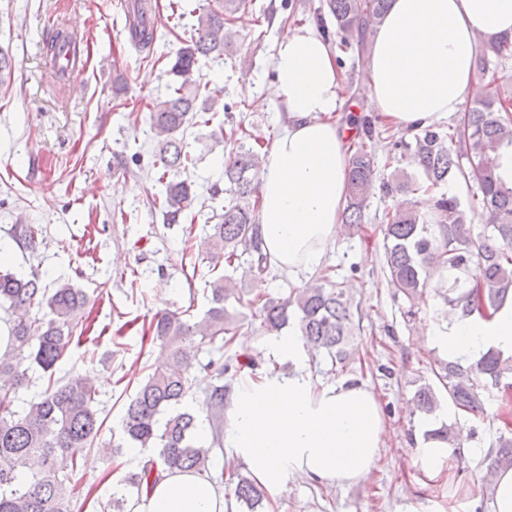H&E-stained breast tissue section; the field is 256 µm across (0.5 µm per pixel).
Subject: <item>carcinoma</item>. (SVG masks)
Returning <instances> with one entry per match:
<instances>
[{
    "mask_svg": "<svg viewBox=\"0 0 512 512\" xmlns=\"http://www.w3.org/2000/svg\"><path fill=\"white\" fill-rule=\"evenodd\" d=\"M390 0H324L325 11L316 16L317 26L326 39L331 37L327 19L335 21L340 34L339 47L364 45L369 29L380 24ZM247 0H216L215 7L203 10L197 19L196 36L180 48L171 71L183 78L164 100L148 105L151 129L158 144V162L164 172L178 174L192 163L181 135L200 111L216 110L217 98L199 85L184 79L200 58L221 57L237 38L236 15ZM132 45L149 51L157 29L148 16V6L140 4L128 14ZM77 53L71 36L58 33L45 43V55L57 59L63 51ZM512 59V38L503 36L486 45L481 66ZM512 94L494 84L478 87L462 116L448 128L435 124L416 129L413 138L395 140L392 150H401L417 167L414 175L397 167L381 181L385 196L394 204L381 217L384 234L383 269L388 285L396 295L413 300L435 275L447 276L446 287L439 289L444 315H478L484 319L500 308L512 295V180L500 174L499 158L512 153V117L506 107ZM379 137L375 121L364 120L358 143L349 159L348 194L342 213L343 223L358 227L363 223L377 161L368 144ZM259 154L241 144L224 166L225 193L229 200L210 225L201 241L212 269L224 267V274L211 282L210 307L204 317L190 324L181 312L155 317L148 327L152 339L160 342L168 364L158 367L140 381L137 391L125 405L121 420V442L101 452L118 453L122 444L159 449V459H148L129 473L122 487L112 493V512H125L128 500L141 498L144 485L159 479L160 471L208 472L214 448L223 445L220 426L214 427L212 442L195 441L196 417L188 411L169 412L191 391V359L208 356L200 364L213 373L215 383L205 391L204 402L212 413L224 412V374L250 368L253 362L241 355L214 357L216 344L226 347L240 334L228 305L240 302L234 274L236 262L248 256V271L257 276L272 273L274 264L263 253L257 218ZM474 185L467 203L458 196L441 193L433 203V214L414 208L405 197L440 189L454 180ZM194 202L192 183L173 178L165 183L158 206L165 222L179 224ZM486 224L474 230L475 213ZM17 245L30 248L35 229L19 224L11 229ZM322 283L294 288L286 298H269L258 307L260 328L279 335L293 329L311 352L330 360L328 373L347 366V342L354 329L350 298L332 280L330 270L321 275ZM90 304L85 291L69 283H45L33 271L27 277L0 271V307L8 318L9 345L0 355V512H71V502L79 493L73 476L86 449L100 435L103 422L96 407V390L80 373L65 379L54 378L56 364L73 342H81L87 330L85 311ZM35 365L48 376L40 398L23 411L14 408L19 388L26 382L28 369ZM434 376L456 408L471 414L483 410L481 391L488 387L512 389V358H503L493 349L467 366L457 361H441ZM416 408L430 416L439 399L434 387L424 384L415 393ZM460 430L443 425L426 431L425 439L443 445L458 441ZM491 467L512 468V431L497 437L490 454ZM224 475L214 478L221 484ZM236 501L247 512H259L267 499L265 490L250 477L230 472Z\"/></svg>",
    "mask_w": 512,
    "mask_h": 512,
    "instance_id": "cac0c4a2",
    "label": "carcinoma"
}]
</instances>
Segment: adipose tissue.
<instances>
[{
	"label": "adipose tissue",
	"mask_w": 512,
	"mask_h": 512,
	"mask_svg": "<svg viewBox=\"0 0 512 512\" xmlns=\"http://www.w3.org/2000/svg\"><path fill=\"white\" fill-rule=\"evenodd\" d=\"M512 36V0H391L363 61L365 109L397 127L458 115L475 82L480 39ZM273 99L288 114L259 174L263 250L281 269L309 270L336 240L347 198L348 135L331 116L340 78L330 41L305 27L280 37ZM463 363L495 349L512 356V299L488 320L458 317L427 337ZM255 356L288 359L293 372L248 377L226 407L224 445L271 499L301 474L337 486L365 482L376 467L385 420L372 389L356 378L314 384L301 341L288 332L250 344ZM146 512H224V493L203 474L166 472Z\"/></svg>",
	"instance_id": "obj_1"
}]
</instances>
